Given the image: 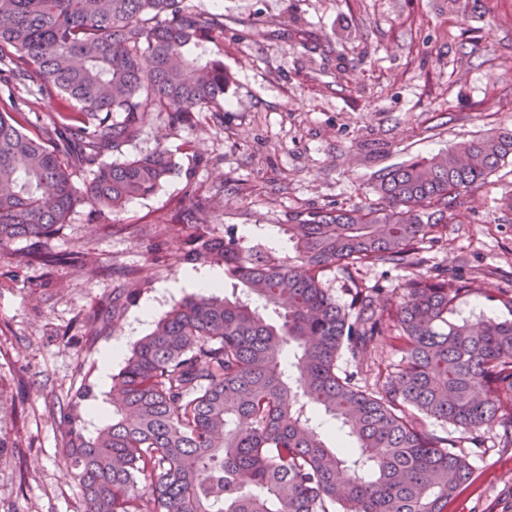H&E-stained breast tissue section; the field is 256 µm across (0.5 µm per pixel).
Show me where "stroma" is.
Instances as JSON below:
<instances>
[{
  "instance_id": "1",
  "label": "stroma",
  "mask_w": 512,
  "mask_h": 512,
  "mask_svg": "<svg viewBox=\"0 0 512 512\" xmlns=\"http://www.w3.org/2000/svg\"><path fill=\"white\" fill-rule=\"evenodd\" d=\"M192 2L224 17L211 49L233 77L223 118L203 112L187 128L148 113L125 156L163 148L179 175L111 216L77 206L42 243L60 263L30 260L24 241L0 251V512H83L59 407L88 387L87 435L111 423L102 358L194 293L188 273L209 264L185 260L192 237L294 257L289 212L359 202L380 170L512 128V0ZM510 195L512 161L466 193L426 252L423 273L444 267L477 287L455 319L512 317L492 299L512 291V214L500 209ZM201 199L214 211L183 224L179 207ZM73 251L85 265L67 263ZM429 427L451 434L473 469L445 512H512V446L497 430L477 449L448 423Z\"/></svg>"
}]
</instances>
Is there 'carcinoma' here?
Returning <instances> with one entry per match:
<instances>
[{
  "label": "carcinoma",
  "instance_id": "cac0c4a2",
  "mask_svg": "<svg viewBox=\"0 0 512 512\" xmlns=\"http://www.w3.org/2000/svg\"><path fill=\"white\" fill-rule=\"evenodd\" d=\"M223 39V17L190 0H0V83L57 97L41 127L0 98V251L51 235L82 202L117 213L176 174L160 148L101 158L122 154L149 112L187 127L214 112L231 77L205 44ZM510 157L512 129L491 130L379 172L361 205L290 214L292 261L195 238L191 254L224 263L248 298L175 303L113 376L112 423L95 436L81 426L91 392L69 399L66 476L83 512H444L472 467L427 420L475 442L497 426L512 443V320L448 319L475 290L455 275L419 274L395 301L357 284L344 305L324 276L420 265L462 194ZM75 161L94 169L80 187ZM391 330L400 364L360 385ZM317 409L342 444H327Z\"/></svg>",
  "mask_w": 512,
  "mask_h": 512
}]
</instances>
